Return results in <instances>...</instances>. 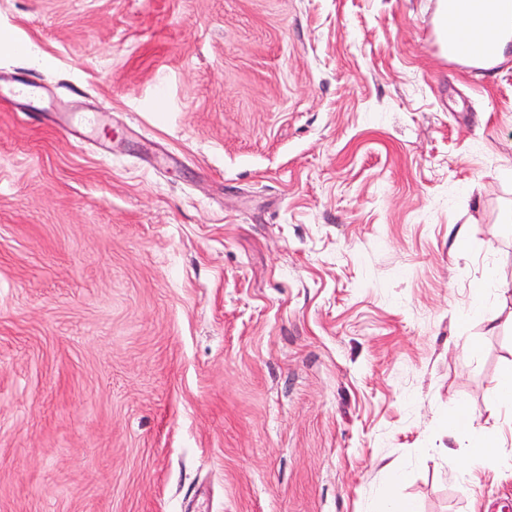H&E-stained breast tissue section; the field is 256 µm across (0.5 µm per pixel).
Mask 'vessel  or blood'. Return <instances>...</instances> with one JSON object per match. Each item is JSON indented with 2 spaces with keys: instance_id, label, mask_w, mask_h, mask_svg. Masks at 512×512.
Wrapping results in <instances>:
<instances>
[{
  "instance_id": "1",
  "label": "vessel or blood",
  "mask_w": 512,
  "mask_h": 512,
  "mask_svg": "<svg viewBox=\"0 0 512 512\" xmlns=\"http://www.w3.org/2000/svg\"><path fill=\"white\" fill-rule=\"evenodd\" d=\"M468 6V0H435L423 21L425 48L440 64L472 75L495 70L503 47L512 44V0H499L498 7L487 9L485 26L471 32L461 52L448 33Z\"/></svg>"
}]
</instances>
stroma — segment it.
I'll return each mask as SVG.
<instances>
[{"mask_svg":"<svg viewBox=\"0 0 512 512\" xmlns=\"http://www.w3.org/2000/svg\"><path fill=\"white\" fill-rule=\"evenodd\" d=\"M427 8L0 0V512H512V48ZM472 3H483L474 0H436L423 21V39L427 52L440 64L459 69L469 74L485 73L495 70L500 65L502 48L512 44V2L496 0L493 7L486 10V24L481 26L482 19L473 12H464ZM499 4L498 10L495 5ZM464 12V13H462ZM462 13L461 18L458 17ZM457 23V26L452 29ZM452 29V30H451ZM471 32L467 50L459 52L448 41L450 36L457 40Z\"/></svg>","mask_w":512,"mask_h":512,"instance_id":"obj_1","label":"stroma"}]
</instances>
